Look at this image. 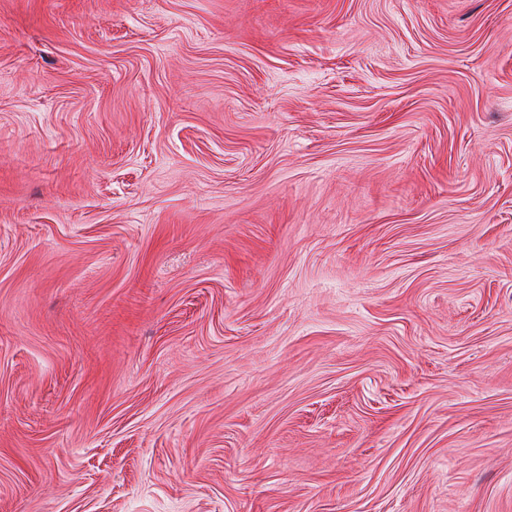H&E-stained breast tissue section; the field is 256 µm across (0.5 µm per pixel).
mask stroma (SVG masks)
Returning a JSON list of instances; mask_svg holds the SVG:
<instances>
[{
    "label": "stroma",
    "instance_id": "35a3bbf8",
    "mask_svg": "<svg viewBox=\"0 0 512 512\" xmlns=\"http://www.w3.org/2000/svg\"><path fill=\"white\" fill-rule=\"evenodd\" d=\"M0 512H512V0H0Z\"/></svg>",
    "mask_w": 512,
    "mask_h": 512
}]
</instances>
